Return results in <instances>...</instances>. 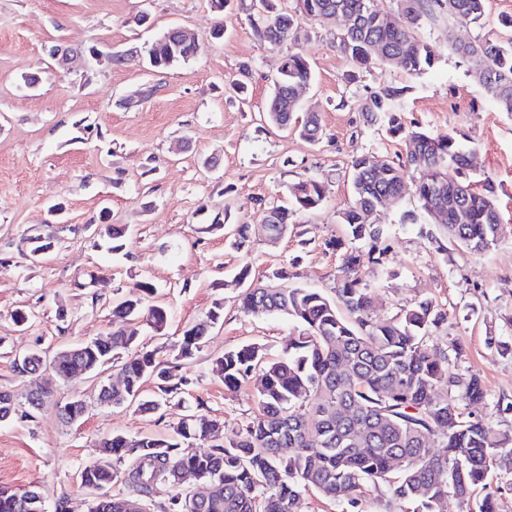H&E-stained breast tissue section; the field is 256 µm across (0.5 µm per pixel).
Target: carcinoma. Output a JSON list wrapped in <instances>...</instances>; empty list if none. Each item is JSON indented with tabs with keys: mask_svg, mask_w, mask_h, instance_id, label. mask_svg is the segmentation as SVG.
I'll list each match as a JSON object with an SVG mask.
<instances>
[{
	"mask_svg": "<svg viewBox=\"0 0 512 512\" xmlns=\"http://www.w3.org/2000/svg\"><path fill=\"white\" fill-rule=\"evenodd\" d=\"M403 22L392 21L374 0H239L240 9L254 35L272 47L308 38L297 16L318 22L333 15L346 27L333 35L332 47L360 65L375 61L411 74L431 67L436 50L418 37L417 30L441 16L461 25L478 23L486 0H396ZM451 48L463 59L477 58L476 78L490 101L512 112V37L507 40L453 41ZM198 45L185 43L167 31L148 50L149 65L166 71L186 63ZM311 70L299 52L286 56L272 79L266 121L279 130H294L312 143L320 139L318 117L300 119L297 89L310 84ZM403 89L384 86L370 93L363 112L370 123H380L390 134H402L405 162L386 156L351 157L349 176L352 202L341 214L352 239L377 242L383 227L377 219L402 198V168L426 171L416 195L420 213L406 212L415 224L419 215L434 219L447 237L473 253H484L497 242L500 212L493 187H474L468 179L467 153L449 134L404 129L398 112ZM325 182L301 180L288 187L287 207L274 199L256 201L268 237L288 235L290 208L312 212L326 199ZM128 226L100 225V236L118 253ZM249 225L228 230L232 246L249 248ZM376 248L345 254L342 284L332 299L312 288L283 284L288 273L274 269L264 279L250 280L242 267L240 282L247 283L239 298L242 313L277 314L301 326L286 355L265 360L257 344L243 345L215 360L212 371L233 392L261 371L256 383L258 412L243 422L234 439L224 438V424L206 414H187L171 427L165 440L149 436L130 438L112 434L99 442L98 456L80 467V484L92 492L89 512H131L144 505L159 481L182 485L191 474L208 486L206 497L195 500L193 491L180 490L161 512H179L177 502L191 512H301L304 495L316 491L346 512H357L360 494L368 483L384 484L386 495L412 503V512H439L442 499L453 494L469 498L487 488L490 467L500 459L512 462V430L498 429L468 412L483 403L487 390L479 376L459 377L448 368V353L430 344L432 333L447 317L430 299H422L393 316L376 310L372 288L360 283L356 271L363 258L377 263ZM157 287L140 285L136 294L113 298L112 315L119 323L112 330L70 347L55 360L57 375L65 381L89 377L108 361L120 382L102 391L103 401L114 407L129 406L149 380L156 383L155 399L139 404L161 412L189 384L184 362L206 343L210 328L223 319L224 306L216 302L207 319L182 333L174 357L162 367L156 351L140 342L135 329L122 322L143 320L155 332L166 329V304L153 301ZM46 405L48 393L0 391V420L10 411L30 422L37 410L30 398ZM197 444L204 453L191 451ZM405 458L399 471L394 460ZM128 493H112L116 484ZM41 492L14 491L0 486V512H41Z\"/></svg>",
	"mask_w": 512,
	"mask_h": 512,
	"instance_id": "1",
	"label": "carcinoma"
}]
</instances>
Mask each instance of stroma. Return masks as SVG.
Here are the masks:
<instances>
[{
    "label": "stroma",
    "mask_w": 512,
    "mask_h": 512,
    "mask_svg": "<svg viewBox=\"0 0 512 512\" xmlns=\"http://www.w3.org/2000/svg\"><path fill=\"white\" fill-rule=\"evenodd\" d=\"M143 12L146 22L136 23ZM510 17L512 0H487L479 23L462 27L442 18L423 26L420 37L438 55L417 75L377 62L358 66L331 47V24L302 21L309 40L270 47L237 7L219 12L210 0H0V388L23 393L45 384L55 398L79 396L87 404L73 424L51 407L32 422L0 421V486H36L47 503L64 498L73 512H88L91 496L78 472L102 438L164 439L191 411L222 420L225 437H234L257 410L255 385L225 391L213 362L249 343L280 358L298 333L283 316L243 314L234 277L245 265L256 277L283 267L289 286L335 296L346 251L368 248L339 222L352 199L348 162L355 154L393 159L405 150L402 137L368 123L361 111L383 85L404 88L406 129L461 142L473 180L491 182L502 221L495 247L483 254L443 238L429 218L404 223V212L418 207L414 186L422 176L405 171L404 196L382 218L381 259L363 262L357 276L374 286L385 315L432 299L447 315L432 344L447 350L452 372L484 381L489 398L476 415L511 429L512 411L498 403L512 400V114L492 105L476 81L479 61L448 45L508 36L503 22ZM219 24L224 35L216 39ZM174 27L192 30L199 52L186 65L154 71L144 53ZM58 45L73 59L52 55ZM133 48L140 57L119 62ZM95 50L105 62L92 59ZM295 51L313 72L300 99L323 129L315 144L262 117L269 81ZM240 78L249 88L244 101L231 89ZM211 157L217 166L203 169ZM308 178L327 182L325 201L315 212L291 213L292 233L270 243L256 200L285 196L290 184ZM221 217L249 225V251L233 248L223 228L213 227ZM103 219L129 227L120 253L100 237ZM37 237L52 238L54 248L33 262ZM90 272L102 282L81 288ZM145 281L157 286L170 312L164 334L140 331L162 362L176 353L186 326L205 320L214 301L224 304L223 322L185 367L192 383L183 403L170 404L164 417L100 406L101 387L117 380L113 369L69 382L51 372L32 379L13 372L15 354L55 353L110 330L113 297ZM19 309L33 314L23 327L12 319Z\"/></svg>",
    "instance_id": "35a3bbf8"
}]
</instances>
